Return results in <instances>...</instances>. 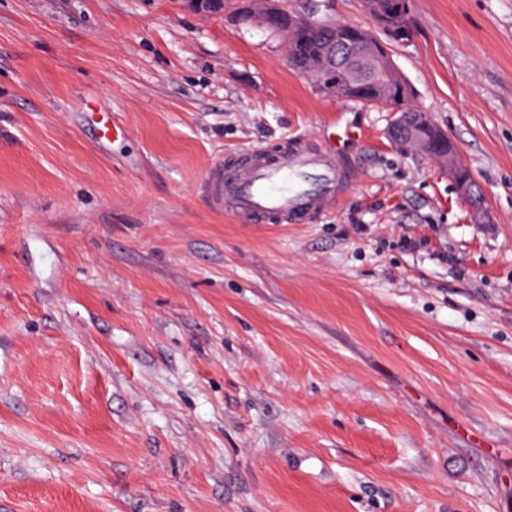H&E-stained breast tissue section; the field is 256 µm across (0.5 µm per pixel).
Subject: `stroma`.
<instances>
[{
	"label": "stroma",
	"instance_id": "stroma-1",
	"mask_svg": "<svg viewBox=\"0 0 512 512\" xmlns=\"http://www.w3.org/2000/svg\"><path fill=\"white\" fill-rule=\"evenodd\" d=\"M238 7L0 0V512H512V0H411L392 48L490 224ZM338 123L313 223L201 195Z\"/></svg>",
	"mask_w": 512,
	"mask_h": 512
}]
</instances>
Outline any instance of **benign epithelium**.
<instances>
[{
    "mask_svg": "<svg viewBox=\"0 0 512 512\" xmlns=\"http://www.w3.org/2000/svg\"><path fill=\"white\" fill-rule=\"evenodd\" d=\"M239 19L246 20L259 28L278 25L277 31L289 42L292 36L311 26H317L326 33L339 32V38L329 41L323 47L326 69L339 72L343 84L348 88L371 87L375 97L384 96V90L393 83L402 82V75L393 65L387 46L380 40H373L367 30L357 24L320 16L316 12L308 14L293 13L283 6L282 0H241ZM192 11L209 16L224 12L218 0H186ZM375 25L388 36L397 40L408 36L401 28L402 20L409 14V0H395L386 10L365 9ZM384 104L390 107L395 119L388 129V137L398 148L411 150L421 156L444 166L454 180L461 203L472 213L475 222L490 224L493 222L490 211L484 202L477 201L478 189L474 182L460 175V151L457 145L442 130L437 129L434 139L446 145L443 150H433L430 139L420 127L405 122L404 113L397 111L388 100Z\"/></svg>",
    "mask_w": 512,
    "mask_h": 512,
    "instance_id": "7a95c632",
    "label": "benign epithelium"
}]
</instances>
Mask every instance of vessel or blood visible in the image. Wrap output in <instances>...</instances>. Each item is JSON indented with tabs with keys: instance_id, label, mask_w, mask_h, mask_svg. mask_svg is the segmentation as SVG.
<instances>
[{
	"instance_id": "vessel-or-blood-1",
	"label": "vessel or blood",
	"mask_w": 512,
	"mask_h": 512,
	"mask_svg": "<svg viewBox=\"0 0 512 512\" xmlns=\"http://www.w3.org/2000/svg\"><path fill=\"white\" fill-rule=\"evenodd\" d=\"M356 179L328 147L296 140L277 149H245L216 161L200 189L213 210L254 227L308 224L333 209Z\"/></svg>"
}]
</instances>
